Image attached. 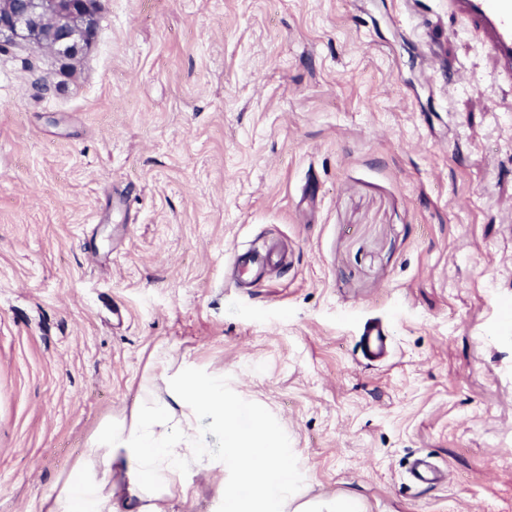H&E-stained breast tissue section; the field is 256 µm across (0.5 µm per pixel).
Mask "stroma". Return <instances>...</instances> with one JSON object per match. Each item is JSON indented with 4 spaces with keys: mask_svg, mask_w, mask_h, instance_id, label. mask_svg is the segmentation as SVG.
I'll return each instance as SVG.
<instances>
[{
    "mask_svg": "<svg viewBox=\"0 0 512 512\" xmlns=\"http://www.w3.org/2000/svg\"><path fill=\"white\" fill-rule=\"evenodd\" d=\"M97 23L70 70L0 49V512H38L163 364L268 406L310 494L512 512V76L482 33L448 0ZM253 242L272 263L231 277ZM420 456L447 481L412 484ZM360 344L366 358L382 360L388 355L391 337L381 324L374 322L365 327L363 336L360 337Z\"/></svg>",
    "mask_w": 512,
    "mask_h": 512,
    "instance_id": "stroma-1",
    "label": "stroma"
}]
</instances>
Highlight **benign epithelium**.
<instances>
[{
  "mask_svg": "<svg viewBox=\"0 0 512 512\" xmlns=\"http://www.w3.org/2000/svg\"><path fill=\"white\" fill-rule=\"evenodd\" d=\"M94 0H0V46L17 41L66 63L93 46Z\"/></svg>",
  "mask_w": 512,
  "mask_h": 512,
  "instance_id": "obj_1",
  "label": "benign epithelium"
}]
</instances>
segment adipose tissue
I'll list each match as a JSON object with an SVG mask.
<instances>
[{"instance_id":"obj_1","label":"adipose tissue","mask_w":512,"mask_h":512,"mask_svg":"<svg viewBox=\"0 0 512 512\" xmlns=\"http://www.w3.org/2000/svg\"><path fill=\"white\" fill-rule=\"evenodd\" d=\"M223 437L213 453L200 428ZM209 479L224 512H363L352 496H308L294 452L278 427L215 376L185 370L148 375L130 417L103 423L86 442L72 476L39 512H169L188 477Z\"/></svg>"}]
</instances>
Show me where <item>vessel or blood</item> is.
Instances as JSON below:
<instances>
[{"instance_id": "b4317fda", "label": "vessel or blood", "mask_w": 512, "mask_h": 512, "mask_svg": "<svg viewBox=\"0 0 512 512\" xmlns=\"http://www.w3.org/2000/svg\"><path fill=\"white\" fill-rule=\"evenodd\" d=\"M448 5L465 25L483 32L488 52L503 71L512 74V0H448ZM360 344L363 355L376 361L387 356L391 338L374 322L366 326ZM411 477L414 484L434 485L441 481L442 471L419 458L412 464Z\"/></svg>"}]
</instances>
